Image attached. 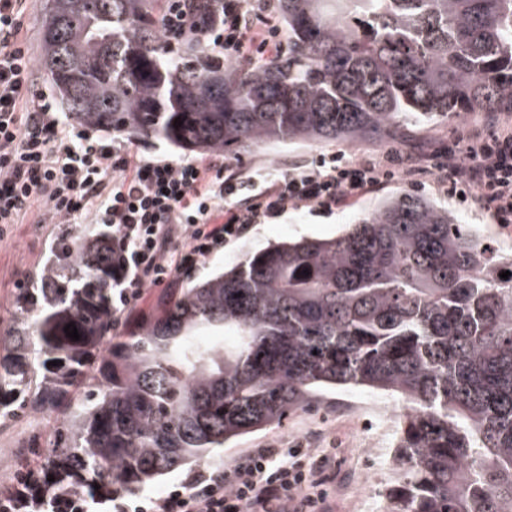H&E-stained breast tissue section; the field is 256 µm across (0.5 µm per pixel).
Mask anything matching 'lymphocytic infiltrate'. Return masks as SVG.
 Here are the masks:
<instances>
[{
	"label": "lymphocytic infiltrate",
	"instance_id": "lymphocytic-infiltrate-1",
	"mask_svg": "<svg viewBox=\"0 0 512 512\" xmlns=\"http://www.w3.org/2000/svg\"><path fill=\"white\" fill-rule=\"evenodd\" d=\"M28 0H0V224L19 223L34 203L68 222L108 224L122 257L116 311L145 286L193 269L250 225L288 209L345 207L402 173L422 181L438 169L448 192L482 198L498 224H512V131L469 137L464 152L399 155L380 165L336 153L267 179L194 162L145 160L122 143L85 142L60 123L45 98H28L33 58L20 37ZM202 37L231 60L259 61L278 52L271 0H224ZM330 460L306 441L249 451L230 469L216 467L161 498L104 499L52 494L31 470L0 492V512H321Z\"/></svg>",
	"mask_w": 512,
	"mask_h": 512
}]
</instances>
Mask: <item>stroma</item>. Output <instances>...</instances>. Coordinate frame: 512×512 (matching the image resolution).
Masks as SVG:
<instances>
[{"label":"stroma","mask_w":512,"mask_h":512,"mask_svg":"<svg viewBox=\"0 0 512 512\" xmlns=\"http://www.w3.org/2000/svg\"><path fill=\"white\" fill-rule=\"evenodd\" d=\"M493 120L499 126L512 128V112H499L493 116L483 113L450 121L439 119L422 130L408 128L400 141L382 144L344 141L310 144L279 142L240 153L227 151L220 154L188 153L155 140L134 141L130 147L144 159L165 158L177 162L189 159L203 165L220 161L233 167H242L249 173L274 175L318 154L341 152L349 158L370 157L382 162L396 151L422 152L433 148L458 151L463 147L466 133L488 130ZM408 188V183L399 177L353 205L329 215L301 207L288 211L270 223L253 225L242 239L203 259L191 272L175 275L172 286L188 287L190 283L233 267L273 242L300 237H334L359 216L371 211L383 198ZM417 192L454 210L462 222L478 225L486 235H493L494 223L489 204L478 199L467 206H458L448 194V182L443 175L430 176L423 186L418 187ZM42 212V206H34L32 212L25 215L20 223L11 225L7 233L0 235V331L15 316L19 288L27 286L33 276L41 273L53 244L73 230L69 224L38 223L37 217ZM58 425V417L46 413L21 411L9 418H0V491L14 480L20 468L19 457L27 443L33 440L38 448L52 447ZM297 439L307 440L310 447L328 452L332 480L337 483L346 481L350 470L357 463L359 447L370 441L371 433L357 426H339L335 407L314 406L291 414L282 424L238 438L231 448L225 449L223 463L230 467L249 449L272 443L284 445ZM389 481V475L380 474L366 484H348L344 493H330L323 505L324 512H369L370 508L383 507V490Z\"/></svg>","instance_id":"stroma-1"}]
</instances>
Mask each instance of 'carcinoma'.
I'll list each match as a JSON object with an SVG mask.
<instances>
[{
  "mask_svg": "<svg viewBox=\"0 0 512 512\" xmlns=\"http://www.w3.org/2000/svg\"><path fill=\"white\" fill-rule=\"evenodd\" d=\"M277 9L288 45L243 67L193 29L167 48L166 0H46L39 64L83 129L187 152L382 143L409 124L512 111V0ZM482 244L404 191L336 237L270 244L177 289L119 336L118 247L111 225L87 224L17 295L0 417L61 414L41 471L96 498L334 395L380 393L404 405L384 512H512V275Z\"/></svg>",
  "mask_w": 512,
  "mask_h": 512,
  "instance_id": "cac0c4a2",
  "label": "carcinoma"
}]
</instances>
